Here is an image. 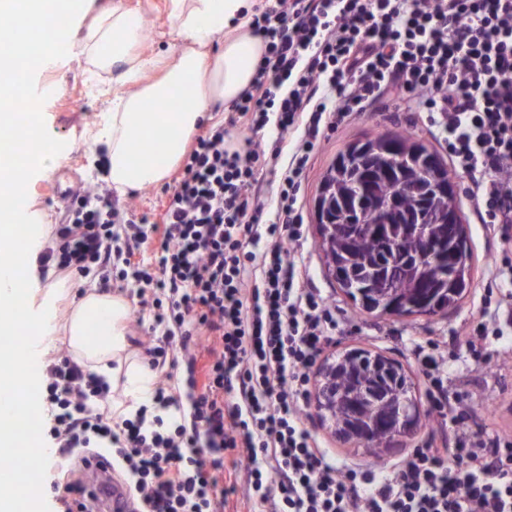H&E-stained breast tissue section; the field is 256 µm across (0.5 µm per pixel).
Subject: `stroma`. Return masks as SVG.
<instances>
[{"label": "stroma", "instance_id": "35a3bbf8", "mask_svg": "<svg viewBox=\"0 0 512 512\" xmlns=\"http://www.w3.org/2000/svg\"><path fill=\"white\" fill-rule=\"evenodd\" d=\"M138 13L143 19V32L136 52L149 55L172 48L169 31V0H84L72 20V36L83 39L89 25L111 13L113 8ZM124 64H98L87 57H73L66 47H59L57 63L47 70H32L28 77L39 97L36 106L41 123L48 135L47 146L56 147L61 155L58 164L35 175L22 204L31 213L39 214L42 233L53 238L57 224L63 223L65 205L52 192L54 183L78 188L99 183V169L106 161V149L93 145L92 136L112 110V92H133L135 84L122 80ZM387 131L403 132L424 140L440 157L448 152L440 143L437 131L425 124L418 113L407 111L396 98L388 97L374 104L371 111L360 114L337 129L325 131L312 157L308 177L301 190L304 197L305 239L301 252L313 276L314 285L336 306L342 321L336 329L325 357L351 347H361L383 353L399 362L411 377L419 404L417 435L407 443L380 450L370 457L364 449L351 446L338 438L310 415L307 425L337 463H349L367 469L384 467L403 460L415 448H441L451 442L455 423L438 416L430 400V379L426 374L427 358L437 361L440 377L446 378L449 391L458 393L475 412L470 424L472 432L482 435L512 434V356L505 347L512 345V335L502 339L488 338L478 352L465 345L466 334L480 320L486 293L501 295L512 291V279L501 278L487 286L486 264L500 260L499 241L492 226L479 223L468 199V183L462 176L453 181L461 199V214L467 227L474 252V285L460 304L434 316H377L360 311L329 275L317 243L313 214V196L318 182L336 154L355 139ZM184 164H177L162 182L139 191L115 195L114 201L123 219L139 220L141 216L160 219L178 181L184 174ZM66 342L59 341L43 349L33 363L15 369L8 377L9 386L17 396H31L38 413L33 418L35 439H42L45 415V380L43 368L47 357L67 352ZM33 382V389H24V382ZM54 469L59 482L86 481L88 472L80 462L65 460L52 465L49 456H42L41 467L28 483L29 491L38 494L41 512H62L43 475Z\"/></svg>", "mask_w": 512, "mask_h": 512}]
</instances>
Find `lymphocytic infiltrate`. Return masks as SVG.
<instances>
[{
	"label": "lymphocytic infiltrate",
	"instance_id": "f902f5d3",
	"mask_svg": "<svg viewBox=\"0 0 512 512\" xmlns=\"http://www.w3.org/2000/svg\"><path fill=\"white\" fill-rule=\"evenodd\" d=\"M251 26L266 52L231 110L273 128L271 148H235L232 128L210 127L162 224H119L111 192L86 188L41 257L81 276L121 263L152 312L145 365L158 370L177 351L190 406L160 378L157 416L113 424L110 386L60 356L44 370L53 452L93 446L120 461L139 512H224L237 490L224 483L228 454L263 512H512L508 436L463 432L448 453L416 448L379 472L337 466L320 448L304 424V386L339 321L298 252V191L321 130L390 88L426 113L482 223L512 246V0H264ZM260 162L281 171L271 209L254 189ZM153 242L151 266L140 256ZM202 335L211 345L200 382Z\"/></svg>",
	"mask_w": 512,
	"mask_h": 512
}]
</instances>
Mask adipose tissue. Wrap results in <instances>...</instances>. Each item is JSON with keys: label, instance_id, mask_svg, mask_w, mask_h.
<instances>
[{"label": "adipose tissue", "instance_id": "1", "mask_svg": "<svg viewBox=\"0 0 512 512\" xmlns=\"http://www.w3.org/2000/svg\"><path fill=\"white\" fill-rule=\"evenodd\" d=\"M16 0H0V331L11 333L26 326L32 336L28 347L0 351V374L28 363L44 341L55 334L48 304L17 318L14 298L21 289L37 288L53 270L38 274L40 243L33 222L15 220L16 205L36 172L31 151L41 126L14 111L23 93L18 75L31 64L48 65L53 54L32 55L14 48V34L54 24L56 43L67 38L73 16L72 0H26L24 12ZM169 35L174 51L143 56L134 53L142 19L129 11H113L91 27L79 45L80 54L126 66L125 80L139 82L137 91L112 98L110 123L104 131L109 148L108 179L124 193L159 183L169 175L184 151L187 137L216 104L237 100L253 83L265 44L251 27L250 0H170ZM222 48L212 53V41ZM129 304L124 296L99 292L89 284L73 304L64 328L70 346L88 368L110 383H123L131 403L124 416H135L151 402V377L126 352L125 321Z\"/></svg>", "mask_w": 512, "mask_h": 512}]
</instances>
